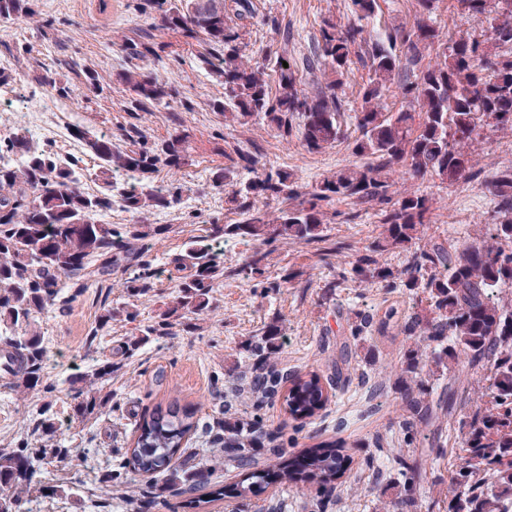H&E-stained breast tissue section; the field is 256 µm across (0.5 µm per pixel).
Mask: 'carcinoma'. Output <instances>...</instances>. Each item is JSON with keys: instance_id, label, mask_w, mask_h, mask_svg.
<instances>
[{"instance_id": "carcinoma-1", "label": "carcinoma", "mask_w": 512, "mask_h": 512, "mask_svg": "<svg viewBox=\"0 0 512 512\" xmlns=\"http://www.w3.org/2000/svg\"><path fill=\"white\" fill-rule=\"evenodd\" d=\"M439 2L414 0L413 25L374 33L366 22L380 10L379 0H349L351 19H324L302 66L286 54L278 56L275 87L266 78L265 64L244 54L248 25L256 16L254 0L133 4L141 15L159 14L160 28L205 42L204 63L224 85V98L213 104L215 112L229 113L241 125L259 118L285 140L296 123L309 153L348 138L342 122L345 100L339 90L353 60L367 68V78L357 94L358 136L352 148L363 163L303 192L292 173L260 165L255 153L238 152L249 177L238 180L232 171L220 169L212 186H231L225 203L242 219L211 224L205 235L171 259L172 300L153 323L127 339L125 351L133 353L154 337L170 335L177 326L195 331L199 317L213 311L212 291L224 275L261 278L278 244L326 239L328 224L341 215L336 203L367 205L385 225L384 242L357 257L349 274L361 283L401 285L425 303L402 317L391 309L383 321L424 344L421 350H408L395 382L409 414L403 447L389 449L391 464L401 476L400 504L414 503L417 485L427 474L424 453L414 455L410 446L421 448L428 439L439 444L455 431L461 455L449 475L445 512H512V165L482 178L474 163L475 146L489 134H512V0H456L459 10L484 20L486 31L480 36L444 33L435 17ZM0 20L30 23L39 30L50 26L40 18L37 0H0ZM113 46L122 58L137 61L116 73V80L131 94V111L152 112L178 99L177 87L143 67L157 57L153 34L125 36ZM302 71L313 76L309 89L304 88ZM39 84L61 97L74 93L56 70H44ZM394 92L406 107H387ZM70 136L97 161L103 190L85 191L78 160L33 145L21 123L0 134V345L12 357L13 387L26 394L52 392L53 385L42 375L44 348L35 322L47 308L70 303L62 298L63 289L110 281L114 268L127 266L130 276L117 284L124 302L102 306L91 339L118 317L131 324L138 321L137 302L153 290L158 276L152 250L170 231L167 224L144 223V215L172 209L183 196L180 183L160 187L149 182L162 168L178 170L186 164L185 130L176 127L167 139L150 143L142 127L132 123L125 128L129 148L124 150L112 143V137L79 125L70 128ZM397 172L406 181L421 183L482 178L493 204L485 235L454 248L435 241L412 251L396 274L380 265L376 254L389 246L409 247L430 223L429 197L393 190L391 176ZM118 176L128 180L121 186L119 203L132 223L102 224L96 216L112 210V179ZM272 201L282 207L268 211ZM238 237L258 242L259 248L228 270L220 256L221 244ZM278 336L274 328L254 343L257 367L249 383L253 408L258 413L267 400L279 396L290 418L310 419L329 402L333 379L316 371L284 373L270 364ZM448 358L456 368L448 375V384L437 390L424 376L426 362L430 359L439 367ZM110 374L109 364L79 377L87 388L83 408L107 406L109 397L99 396L95 385ZM460 391L469 399L464 411L454 401ZM195 415L173 401L156 406L140 421L125 466L135 475L138 496L146 504L160 497L153 484L159 475L188 491L209 484L210 469L187 471L181 462L198 429ZM261 436L255 419L218 418L211 425V442L224 450L241 475L232 486L216 490L217 495L245 500L273 480L291 488H324L349 470L344 448L334 441L317 443L293 457L281 447L271 448L278 467L258 469L254 448ZM74 452L78 449L38 448L29 441L0 448V512H32L25 507L23 493L34 483L35 462L48 454L62 460ZM99 482L109 496L114 491L128 493L127 482L110 474Z\"/></svg>"}]
</instances>
